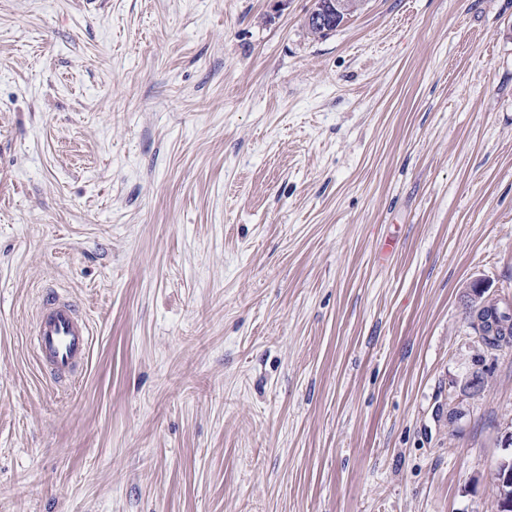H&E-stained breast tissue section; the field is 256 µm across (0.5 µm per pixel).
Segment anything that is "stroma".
Listing matches in <instances>:
<instances>
[{
    "label": "stroma",
    "instance_id": "1",
    "mask_svg": "<svg viewBox=\"0 0 512 512\" xmlns=\"http://www.w3.org/2000/svg\"><path fill=\"white\" fill-rule=\"evenodd\" d=\"M312 7L0 0V512H495L512 0ZM345 1L346 0H326L325 4L323 3V1H314V5L317 4V6H314L312 8L311 12L309 13V16L310 18L313 17V19L316 21L318 25L327 24L329 23L330 20H332L335 17V14L341 13L342 9L345 7L346 4ZM362 2L363 1L361 0H349L345 12L339 15V21L337 23L336 28L345 19H347L348 16H351L354 12H356L362 5ZM92 335L89 320L76 310L73 301L57 290H49L35 316L37 361L55 379H65L87 361ZM480 318L483 321L485 333L489 336H479L481 344L487 349H500L506 346H511L512 343V317L508 314L499 311V308L490 304L487 305L480 313ZM502 322H510L504 325ZM507 330V336L503 332ZM495 332L493 335L491 332Z\"/></svg>",
    "mask_w": 512,
    "mask_h": 512
}]
</instances>
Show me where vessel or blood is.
<instances>
[{
	"mask_svg": "<svg viewBox=\"0 0 512 512\" xmlns=\"http://www.w3.org/2000/svg\"><path fill=\"white\" fill-rule=\"evenodd\" d=\"M92 327L73 301L49 290L35 316L34 353L37 361L58 380L84 364L92 345Z\"/></svg>",
	"mask_w": 512,
	"mask_h": 512,
	"instance_id": "vessel-or-blood-1",
	"label": "vessel or blood"
}]
</instances>
